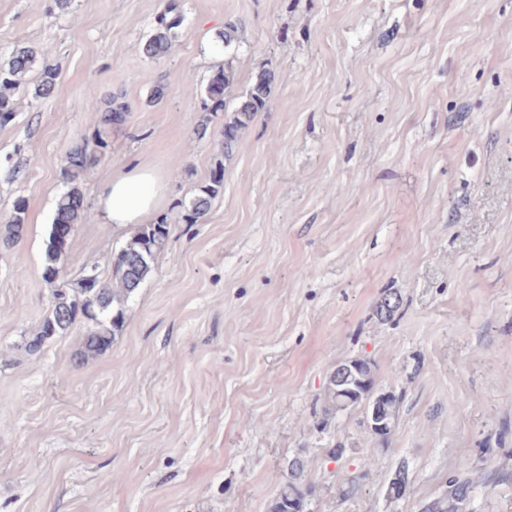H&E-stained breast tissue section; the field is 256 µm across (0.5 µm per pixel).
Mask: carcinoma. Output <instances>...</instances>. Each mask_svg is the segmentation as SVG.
Masks as SVG:
<instances>
[{
  "label": "carcinoma",
  "instance_id": "cac0c4a2",
  "mask_svg": "<svg viewBox=\"0 0 512 512\" xmlns=\"http://www.w3.org/2000/svg\"><path fill=\"white\" fill-rule=\"evenodd\" d=\"M183 23L180 0H168L165 10L155 20L153 33L142 45L143 54L150 59L163 58L172 45L173 30ZM241 36L239 23L226 21L221 33L224 50L240 44ZM33 72L36 73L34 97L49 96L56 86L59 72L47 61H38L37 53L32 48L17 47L7 60L0 62V125H7L14 119L17 112L16 95L29 84ZM234 78V71L227 63L214 73L207 84L205 97L201 99L202 111L217 113L224 110V94L233 85ZM270 83V75L264 73L257 76L236 109L234 118L224 122V138L220 153L214 159L213 174L182 214L185 223H204L213 201L224 192L223 157L232 150L248 121L265 108ZM124 111V103L114 96L110 97L106 106L98 111L94 138L76 141L65 152V165L61 171L63 190L56 200L45 251L43 277L48 282L58 280L59 262L69 242V236L61 232V227H74L81 222L86 209L83 179L91 168L106 158L109 130L112 125L122 121ZM25 211L24 201H17L13 215L4 225V230L0 231L1 246L9 248L21 239ZM169 233V223L164 217L155 224H143L119 251L112 253L107 277H101L94 268L84 271L75 281L56 286L39 328L27 338V352H40L52 339L67 335L78 323L87 325L78 352L79 358L106 351L123 325L126 304L153 274L155 263L166 248ZM400 306L401 296L391 294L383 300L378 315L382 319H391ZM373 385L371 361L356 358L337 364L328 380L329 407L326 408V415L358 405L367 409L375 406L386 421L387 430L375 429L373 433L387 436L395 421L397 398L390 392H373ZM468 468V464H460V471L448 479V490L426 504L423 512H469L473 486L464 476ZM307 471V462L300 457L288 462L286 480L271 512H307L308 494L312 493L311 483L306 479Z\"/></svg>",
  "mask_w": 512,
  "mask_h": 512
}]
</instances>
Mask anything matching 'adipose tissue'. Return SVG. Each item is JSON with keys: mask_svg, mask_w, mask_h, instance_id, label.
<instances>
[{"mask_svg": "<svg viewBox=\"0 0 512 512\" xmlns=\"http://www.w3.org/2000/svg\"><path fill=\"white\" fill-rule=\"evenodd\" d=\"M164 192L162 177L145 167L114 175L98 199L104 223L127 227L144 223L154 215Z\"/></svg>", "mask_w": 512, "mask_h": 512, "instance_id": "obj_1", "label": "adipose tissue"}]
</instances>
